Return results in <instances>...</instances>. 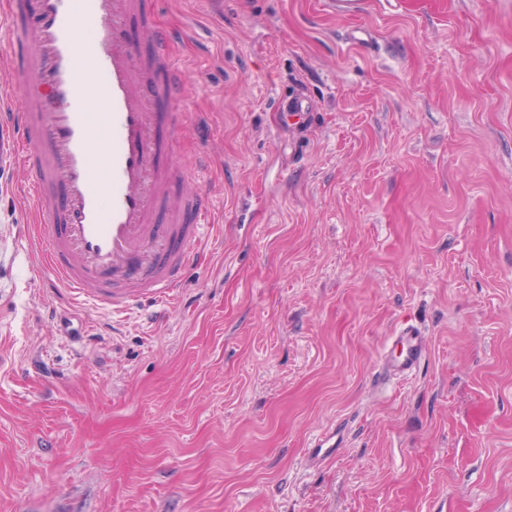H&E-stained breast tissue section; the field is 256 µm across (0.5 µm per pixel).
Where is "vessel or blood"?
Wrapping results in <instances>:
<instances>
[{"label": "vessel or blood", "instance_id": "1", "mask_svg": "<svg viewBox=\"0 0 512 512\" xmlns=\"http://www.w3.org/2000/svg\"><path fill=\"white\" fill-rule=\"evenodd\" d=\"M136 0H39V23L14 31L23 111L7 114L20 167L35 172L22 200L30 243L52 286L79 304L118 311L147 297L169 300L187 280L192 249L209 221L198 199L177 197L160 165L159 99L181 93L174 36L149 27L154 55L141 61L122 26ZM407 352L387 362L405 376L422 356L406 330Z\"/></svg>", "mask_w": 512, "mask_h": 512}]
</instances>
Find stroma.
I'll return each mask as SVG.
<instances>
[{
    "label": "stroma",
    "instance_id": "35a3bbf8",
    "mask_svg": "<svg viewBox=\"0 0 512 512\" xmlns=\"http://www.w3.org/2000/svg\"><path fill=\"white\" fill-rule=\"evenodd\" d=\"M141 2L210 222L175 301L73 309L0 161V512H512V0ZM395 342H401L407 346L406 356L400 362H387L386 371L388 374L393 373L402 377L416 370L421 360L420 336H417L413 330H404L398 336H395Z\"/></svg>",
    "mask_w": 512,
    "mask_h": 512
}]
</instances>
